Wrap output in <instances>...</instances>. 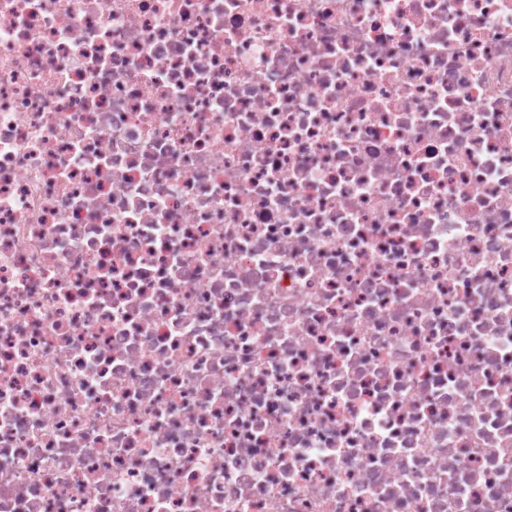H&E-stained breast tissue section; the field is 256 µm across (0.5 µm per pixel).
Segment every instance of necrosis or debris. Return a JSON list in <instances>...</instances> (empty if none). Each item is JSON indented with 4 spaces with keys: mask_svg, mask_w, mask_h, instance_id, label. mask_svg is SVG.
<instances>
[{
    "mask_svg": "<svg viewBox=\"0 0 512 512\" xmlns=\"http://www.w3.org/2000/svg\"><path fill=\"white\" fill-rule=\"evenodd\" d=\"M0 512H512V0H0Z\"/></svg>",
    "mask_w": 512,
    "mask_h": 512,
    "instance_id": "necrosis-or-debris-1",
    "label": "necrosis or debris"
}]
</instances>
